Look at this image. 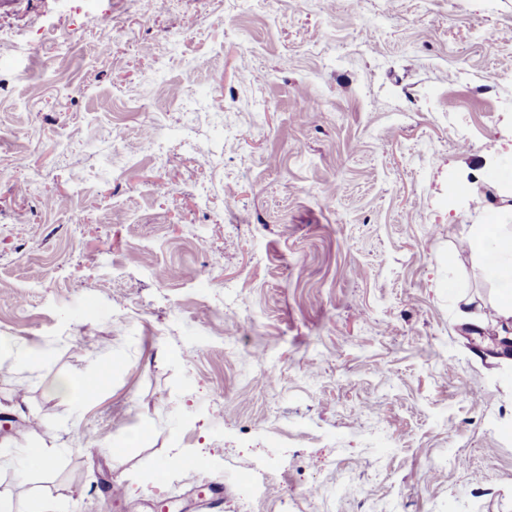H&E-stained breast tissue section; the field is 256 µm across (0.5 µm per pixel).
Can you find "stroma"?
<instances>
[{
	"mask_svg": "<svg viewBox=\"0 0 512 512\" xmlns=\"http://www.w3.org/2000/svg\"><path fill=\"white\" fill-rule=\"evenodd\" d=\"M492 152L512 0H0V506L512 512Z\"/></svg>",
	"mask_w": 512,
	"mask_h": 512,
	"instance_id": "1",
	"label": "stroma"
}]
</instances>
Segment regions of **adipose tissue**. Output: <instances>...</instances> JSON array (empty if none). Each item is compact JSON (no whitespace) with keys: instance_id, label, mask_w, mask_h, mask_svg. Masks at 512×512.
<instances>
[{"instance_id":"1","label":"adipose tissue","mask_w":512,"mask_h":512,"mask_svg":"<svg viewBox=\"0 0 512 512\" xmlns=\"http://www.w3.org/2000/svg\"><path fill=\"white\" fill-rule=\"evenodd\" d=\"M472 253L481 262H493L501 292L499 313L512 318V231L499 224H479L471 235Z\"/></svg>"}]
</instances>
